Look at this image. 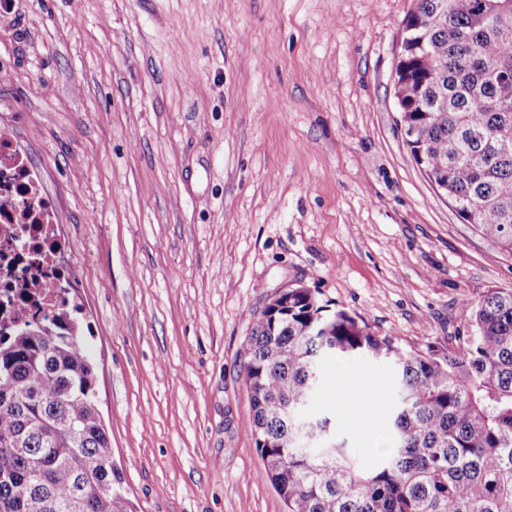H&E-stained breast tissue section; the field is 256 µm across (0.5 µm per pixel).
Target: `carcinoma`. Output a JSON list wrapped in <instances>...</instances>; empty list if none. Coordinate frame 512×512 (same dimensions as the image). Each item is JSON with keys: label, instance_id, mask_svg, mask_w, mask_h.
Returning a JSON list of instances; mask_svg holds the SVG:
<instances>
[{"label": "carcinoma", "instance_id": "1", "mask_svg": "<svg viewBox=\"0 0 512 512\" xmlns=\"http://www.w3.org/2000/svg\"><path fill=\"white\" fill-rule=\"evenodd\" d=\"M394 98L404 142L465 223L512 254V0H415ZM466 335L401 346L305 286L247 340L246 426L286 512H512V291L468 301ZM75 304L0 332V512H134L95 400ZM391 362L389 452L362 460L311 402L323 363Z\"/></svg>", "mask_w": 512, "mask_h": 512}]
</instances>
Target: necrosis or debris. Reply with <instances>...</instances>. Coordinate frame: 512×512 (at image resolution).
<instances>
[{"instance_id":"4bbe7bcc","label":"necrosis or debris","mask_w":512,"mask_h":512,"mask_svg":"<svg viewBox=\"0 0 512 512\" xmlns=\"http://www.w3.org/2000/svg\"><path fill=\"white\" fill-rule=\"evenodd\" d=\"M54 203L42 195L40 176L19 155L13 142L0 137V292L40 281V303L53 308L71 288L60 255L66 244L56 232Z\"/></svg>"}]
</instances>
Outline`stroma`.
I'll return each instance as SVG.
<instances>
[{
  "instance_id": "1",
  "label": "stroma",
  "mask_w": 512,
  "mask_h": 512,
  "mask_svg": "<svg viewBox=\"0 0 512 512\" xmlns=\"http://www.w3.org/2000/svg\"><path fill=\"white\" fill-rule=\"evenodd\" d=\"M413 0H10L0 132L57 208L100 417L137 512H285L242 356L304 284L405 347L512 290V255L415 164L393 76ZM393 369L338 359L313 404L363 459ZM375 387L367 424L336 412Z\"/></svg>"
}]
</instances>
